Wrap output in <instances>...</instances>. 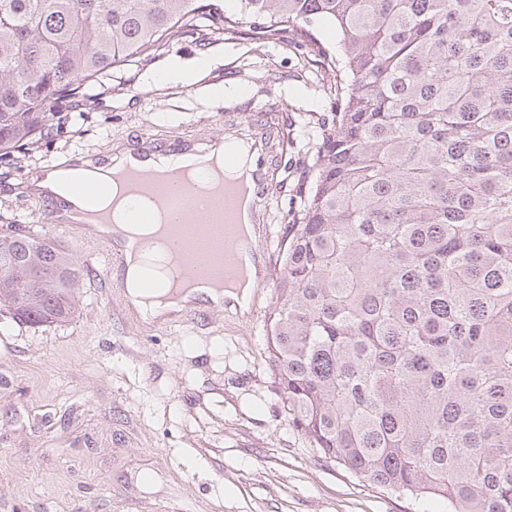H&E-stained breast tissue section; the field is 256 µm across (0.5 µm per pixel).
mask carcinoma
Here are the masks:
<instances>
[{"label":"carcinoma","instance_id":"obj_1","mask_svg":"<svg viewBox=\"0 0 512 512\" xmlns=\"http://www.w3.org/2000/svg\"><path fill=\"white\" fill-rule=\"evenodd\" d=\"M0 0V158L49 139L51 104L176 36L259 24L319 52L334 102L277 231L266 342L292 424L365 482L512 512V0ZM80 272L0 234V309L74 313Z\"/></svg>","mask_w":512,"mask_h":512}]
</instances>
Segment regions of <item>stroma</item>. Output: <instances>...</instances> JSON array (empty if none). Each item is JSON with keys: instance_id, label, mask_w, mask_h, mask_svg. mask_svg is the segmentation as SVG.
<instances>
[{"instance_id": "obj_1", "label": "stroma", "mask_w": 512, "mask_h": 512, "mask_svg": "<svg viewBox=\"0 0 512 512\" xmlns=\"http://www.w3.org/2000/svg\"><path fill=\"white\" fill-rule=\"evenodd\" d=\"M174 54L215 62L205 82L146 87L145 73ZM332 84L301 47L174 39L117 72L79 112L59 113L56 136L0 159V233L20 225L78 266L101 267L100 246L45 228L19 187L23 173L74 152L123 153L145 137L205 144L251 134L254 115L273 105L289 116L255 226L263 275L247 313L215 307L202 321L148 324L124 289L85 273L68 321L36 326L0 312V512H447L323 458L289 421L275 383L265 327L281 272L277 216L299 205Z\"/></svg>"}]
</instances>
